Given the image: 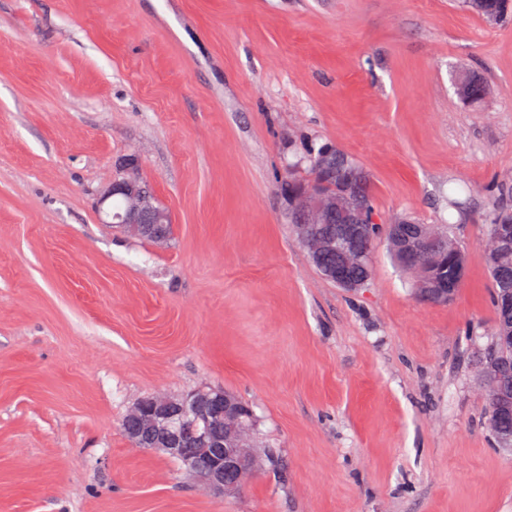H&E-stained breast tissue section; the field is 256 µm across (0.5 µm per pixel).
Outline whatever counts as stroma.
<instances>
[{
  "mask_svg": "<svg viewBox=\"0 0 512 512\" xmlns=\"http://www.w3.org/2000/svg\"><path fill=\"white\" fill-rule=\"evenodd\" d=\"M324 143L378 221L455 224L452 301L416 298L382 238L357 291L311 265L280 181ZM131 155L168 246L101 219ZM510 172L512 21L460 0H0V512H512L479 376ZM201 387L279 457L222 496L120 426Z\"/></svg>",
  "mask_w": 512,
  "mask_h": 512,
  "instance_id": "stroma-1",
  "label": "stroma"
}]
</instances>
